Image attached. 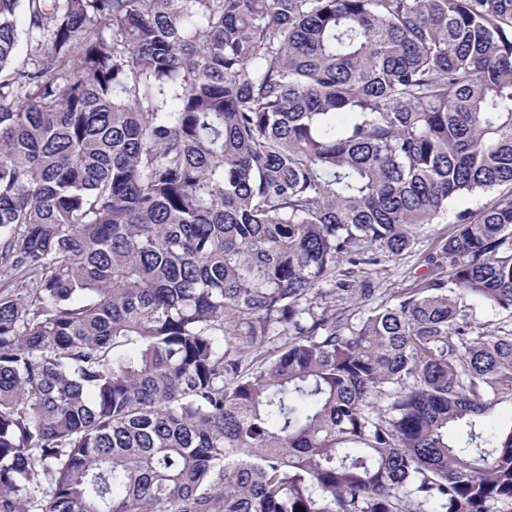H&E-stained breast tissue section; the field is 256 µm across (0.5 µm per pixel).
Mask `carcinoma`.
I'll list each match as a JSON object with an SVG mask.
<instances>
[{
	"instance_id": "cac0c4a2",
	"label": "carcinoma",
	"mask_w": 512,
	"mask_h": 512,
	"mask_svg": "<svg viewBox=\"0 0 512 512\" xmlns=\"http://www.w3.org/2000/svg\"><path fill=\"white\" fill-rule=\"evenodd\" d=\"M511 322L512 0H0V512H512ZM491 198L490 193H473L455 198L448 203V213L425 227L414 253L403 256V259L396 262H387L383 268L378 266L369 271L372 273L369 278L375 290V303L384 300V304L391 306L397 302L399 294L412 288H420L425 278L423 275L432 269L438 270L437 264L430 262L432 257L437 262L443 261L440 253L441 242L454 233L456 213L464 209L477 210ZM442 267L438 271L443 270L442 275H446L447 263L442 262Z\"/></svg>"
}]
</instances>
